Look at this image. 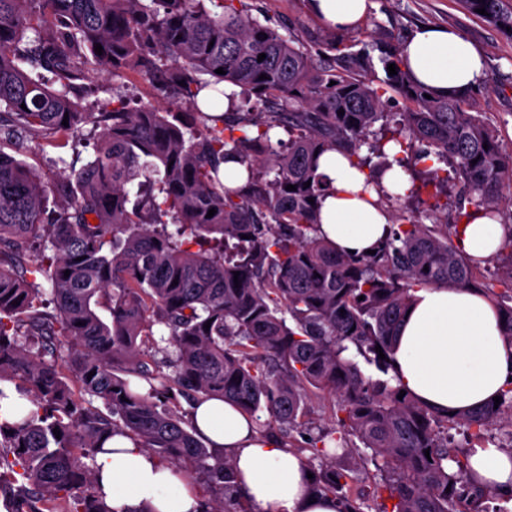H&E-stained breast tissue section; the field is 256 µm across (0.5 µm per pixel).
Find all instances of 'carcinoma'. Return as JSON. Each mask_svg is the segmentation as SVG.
<instances>
[{"mask_svg":"<svg viewBox=\"0 0 512 512\" xmlns=\"http://www.w3.org/2000/svg\"><path fill=\"white\" fill-rule=\"evenodd\" d=\"M464 3L512 41V0ZM249 11L245 0H0V383L17 382L35 407L0 418V505L115 512L98 489L96 457L126 434L202 474L204 512H251L231 460L196 436L179 398H222L292 430L309 413L310 385L335 399V427L294 452L319 460L314 489L342 512H507L490 503L512 502V490L481 486L469 449L492 443L512 457V423L502 427L512 385L499 405L450 416L398 398L388 374L422 286L482 292L512 345V232L487 277L482 260L456 250L455 224L438 218L443 189L458 182L456 224L482 212L512 225V153L467 111L468 94L425 98L403 49L371 39L317 62ZM99 70L139 73L192 112L130 109L121 95L89 112L81 91ZM226 83L240 93L218 114ZM395 94L403 106L390 112ZM86 124L100 129L95 155L68 174L42 178L8 153L63 146ZM364 147L385 169L424 166L435 202L430 223L400 212L375 254L352 257L316 235L308 199L326 187L319 155L340 150L366 166ZM230 157L248 166L241 187L224 185ZM354 353L379 378L365 376ZM461 426L457 442L450 430ZM328 438L374 462L368 489L351 490V469L326 450Z\"/></svg>","mask_w":512,"mask_h":512,"instance_id":"1","label":"carcinoma"}]
</instances>
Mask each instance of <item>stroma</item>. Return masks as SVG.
<instances>
[{
	"label": "stroma",
	"mask_w": 512,
	"mask_h": 512,
	"mask_svg": "<svg viewBox=\"0 0 512 512\" xmlns=\"http://www.w3.org/2000/svg\"><path fill=\"white\" fill-rule=\"evenodd\" d=\"M251 14L262 24L291 33L311 53L328 51L331 46H344L361 38L363 33L399 46L421 25L452 27L484 54L487 73L499 75L498 83L478 87L469 97L468 109L496 126L500 143L512 152V42L493 27L470 15L461 0H372L373 7L361 28L336 31L326 28L310 13L307 0H247ZM130 95L139 105L161 109L172 108V100L159 92L148 80L129 72L120 77L98 74L88 89L86 102L97 107L112 99L113 91ZM95 135L91 126L76 133L70 146L31 149L24 161L40 175L67 170L74 158L88 160L93 154ZM333 400L312 391L310 412L302 428L280 433L284 443L304 445L305 436L321 428H331Z\"/></svg>",
	"instance_id": "stroma-1"
}]
</instances>
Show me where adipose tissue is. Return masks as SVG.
I'll return each instance as SVG.
<instances>
[{
  "instance_id": "1",
  "label": "adipose tissue",
  "mask_w": 512,
  "mask_h": 512,
  "mask_svg": "<svg viewBox=\"0 0 512 512\" xmlns=\"http://www.w3.org/2000/svg\"><path fill=\"white\" fill-rule=\"evenodd\" d=\"M308 4L327 28L340 31L359 27L371 7L370 0ZM404 55L413 80L438 95L462 94L486 79L482 52L452 28H418ZM318 172L326 181L318 235L339 253L366 254L391 224L380 193L407 189L405 172L395 165L375 180L337 150L320 156ZM507 232L499 220L479 215L458 225L454 243L466 257L488 259ZM392 360L394 384L441 413L478 407L512 383V345L503 337L499 313L481 292L469 288H419L399 328ZM193 420L200 438L230 457L239 488L258 512H339L333 496L313 491L305 458L261 435L230 402L201 400ZM470 461L485 488H512V456L488 445L474 448ZM97 467L99 486L116 512L202 510L188 479L127 436L105 442Z\"/></svg>"
}]
</instances>
